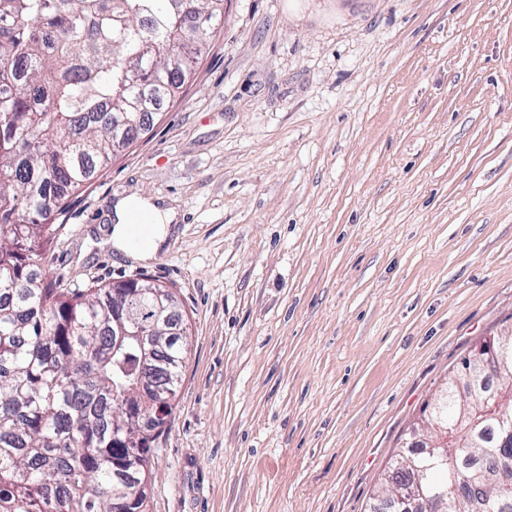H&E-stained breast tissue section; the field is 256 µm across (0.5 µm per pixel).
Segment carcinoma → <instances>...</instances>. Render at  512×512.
<instances>
[{
  "instance_id": "1",
  "label": "carcinoma",
  "mask_w": 512,
  "mask_h": 512,
  "mask_svg": "<svg viewBox=\"0 0 512 512\" xmlns=\"http://www.w3.org/2000/svg\"><path fill=\"white\" fill-rule=\"evenodd\" d=\"M224 17V0H0V512H148L151 443L167 419L139 427L143 369L172 408L188 328L157 321L143 359L127 314L154 320L174 293L153 281L57 287L43 271L64 200L136 130V112L175 98L206 50L195 16ZM180 47L175 55L164 44ZM127 335L118 337V326ZM451 371L422 417L448 425L442 462L396 455L380 491L412 512H512V435L493 409L512 388Z\"/></svg>"
}]
</instances>
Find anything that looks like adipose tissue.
I'll return each instance as SVG.
<instances>
[{"mask_svg": "<svg viewBox=\"0 0 512 512\" xmlns=\"http://www.w3.org/2000/svg\"><path fill=\"white\" fill-rule=\"evenodd\" d=\"M136 212L147 214L150 222L142 232L140 246L133 248L129 245L130 221L133 213ZM114 214L116 222L110 232V240L114 248L139 261H147L156 256L166 243L170 226L177 218L174 207L143 198L119 200L114 207Z\"/></svg>", "mask_w": 512, "mask_h": 512, "instance_id": "obj_1", "label": "adipose tissue"}]
</instances>
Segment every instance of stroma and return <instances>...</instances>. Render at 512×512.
<instances>
[{
    "mask_svg": "<svg viewBox=\"0 0 512 512\" xmlns=\"http://www.w3.org/2000/svg\"><path fill=\"white\" fill-rule=\"evenodd\" d=\"M178 217L107 244L119 199ZM64 288L189 325L148 512H368L413 422L512 330V0H224L150 131L54 222ZM159 201L126 198L115 204L116 224L111 228L110 241L117 251L139 261H148L154 258L163 248L169 235V225L176 221L177 213L174 207L163 202L158 203ZM134 212L147 214L150 218V224H148V219L144 215H139L131 222L135 230L130 240L131 248L129 246L132 231L130 221ZM145 224H148V226L142 231L141 240L138 230L144 227ZM140 240L141 244L137 247Z\"/></svg>",
    "mask_w": 512,
    "mask_h": 512,
    "instance_id": "35a3bbf8",
    "label": "stroma"
}]
</instances>
